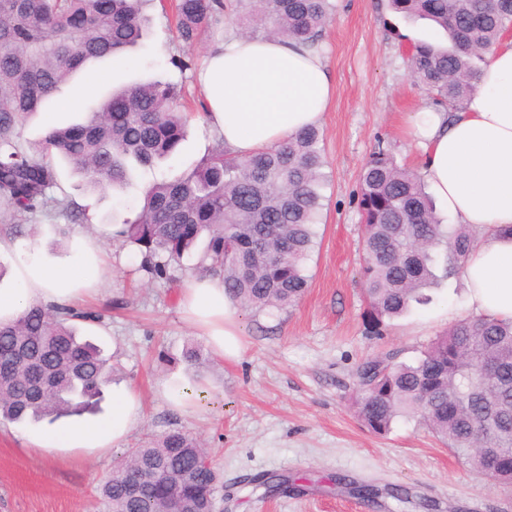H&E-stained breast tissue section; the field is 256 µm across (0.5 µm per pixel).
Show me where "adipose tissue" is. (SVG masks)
Instances as JSON below:
<instances>
[{
  "mask_svg": "<svg viewBox=\"0 0 512 512\" xmlns=\"http://www.w3.org/2000/svg\"><path fill=\"white\" fill-rule=\"evenodd\" d=\"M199 81L212 125L239 157L320 126L336 94L322 53L289 38H228L209 55ZM413 125L422 180L457 223L484 231L462 274L470 309L512 320V38L501 39L490 53L462 110L425 106ZM97 273L89 246L67 267L37 259L23 263L14 288L0 290V322L36 305L75 301ZM180 304L216 356H238L233 305L222 279L188 281ZM141 418L140 395L118 386L108 419L66 423L30 444L46 457L74 449L101 454L122 443Z\"/></svg>",
  "mask_w": 512,
  "mask_h": 512,
  "instance_id": "ef3b65f1",
  "label": "adipose tissue"
}]
</instances>
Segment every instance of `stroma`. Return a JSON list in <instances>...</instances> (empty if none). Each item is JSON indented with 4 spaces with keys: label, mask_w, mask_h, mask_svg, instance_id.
<instances>
[{
    "label": "stroma",
    "mask_w": 512,
    "mask_h": 512,
    "mask_svg": "<svg viewBox=\"0 0 512 512\" xmlns=\"http://www.w3.org/2000/svg\"><path fill=\"white\" fill-rule=\"evenodd\" d=\"M334 3L321 49L337 93L320 127L328 183L308 262L309 287L290 308L236 310L240 354L224 361L208 355L201 376L210 388L195 413L176 410L159 393L172 378L187 375L184 350L204 343L179 307L195 261L171 264L167 277L157 278L143 270L135 247L112 236L114 225L138 206L149 174L133 170L123 193L92 194L65 161L56 160L58 182L50 198L74 202L87 219L72 222L59 208L39 212L27 221L29 236L11 235L13 214L0 204V289L11 287L29 247L61 264L73 259L81 241L96 246L98 280L76 304L103 319L83 324L81 334L116 364L115 380L134 388L143 402V419L126 442L99 457L75 450L46 462L27 438L48 430V423H1L0 512H106L98 488L117 462L172 430L205 444L222 481L217 501L223 512H512V485L475 473L415 421H397L380 436L363 428L353 411L363 360L392 353L413 361L471 311L463 281L453 275L431 290L428 304L377 327L370 321L359 275L360 174L380 146L399 164L416 166L409 121L434 96L412 77L403 49L429 31L391 13L387 0ZM237 32L236 24L225 22L185 47L175 39L173 13L150 10L144 38L125 61L89 62L42 112L25 118L20 145L34 148L49 126L80 122L113 87L136 81L179 85L186 110H196L204 96L196 69L181 72L173 57L193 60L197 68ZM217 139L208 120H192L163 173L171 177L195 166ZM339 475L375 485L377 503L363 504L347 485L336 484ZM394 487L407 491L406 500L391 497Z\"/></svg>",
    "instance_id": "stroma-1"
}]
</instances>
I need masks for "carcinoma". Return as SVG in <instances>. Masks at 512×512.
I'll return each instance as SVG.
<instances>
[{
	"label": "carcinoma",
	"mask_w": 512,
	"mask_h": 512,
	"mask_svg": "<svg viewBox=\"0 0 512 512\" xmlns=\"http://www.w3.org/2000/svg\"><path fill=\"white\" fill-rule=\"evenodd\" d=\"M164 0H0V202L20 222L48 204L54 159L66 160L92 192H122L130 170L153 173L174 155L189 116L179 90L155 80L122 86L81 123L50 127L29 153L17 142L21 119L40 112L90 60L114 57L139 43L146 6ZM407 18L430 21L447 44L413 42L411 74L438 102L463 108L479 66L512 28V0H388ZM176 40L196 43L212 25L234 18L244 34L284 36L314 46L330 20L331 0H174ZM322 135L308 128L285 142L237 158L224 139L189 172L153 178L139 212L114 232L136 246L156 277L171 263L205 249L194 273L219 277L231 301L247 311L298 303L323 208L326 160ZM364 262L360 276L371 323L424 304L423 290L460 273L479 231L441 223L416 172L379 147L361 173ZM95 316L70 306H34L0 323V420L54 423L94 414L113 367L101 349L77 336ZM357 417L388 433L400 418L426 426L477 473L512 484V321L464 318L434 339L413 363L385 356L357 371ZM218 478L196 437L171 431L133 449L100 485L109 512H171L176 500L194 512L214 507Z\"/></svg>",
	"instance_id": "cac0c4a2"
}]
</instances>
